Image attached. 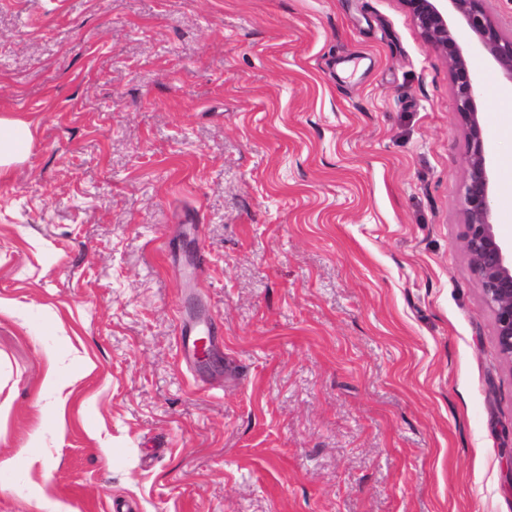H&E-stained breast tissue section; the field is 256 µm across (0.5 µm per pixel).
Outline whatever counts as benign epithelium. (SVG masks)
<instances>
[{
  "label": "benign epithelium",
  "instance_id": "benign-epithelium-1",
  "mask_svg": "<svg viewBox=\"0 0 512 512\" xmlns=\"http://www.w3.org/2000/svg\"><path fill=\"white\" fill-rule=\"evenodd\" d=\"M423 37L448 60L455 97V116L465 130L467 169L462 196L466 249L485 304L493 311L497 341L512 360V243L495 232L494 190L482 139L477 102L479 77L469 68L452 36L448 11L465 22L477 49L512 83V35L503 34L486 10V0H401Z\"/></svg>",
  "mask_w": 512,
  "mask_h": 512
}]
</instances>
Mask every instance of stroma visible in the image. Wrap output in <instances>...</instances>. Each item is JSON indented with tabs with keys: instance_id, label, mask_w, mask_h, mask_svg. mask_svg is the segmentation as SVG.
Listing matches in <instances>:
<instances>
[{
	"instance_id": "1",
	"label": "stroma",
	"mask_w": 512,
	"mask_h": 512,
	"mask_svg": "<svg viewBox=\"0 0 512 512\" xmlns=\"http://www.w3.org/2000/svg\"><path fill=\"white\" fill-rule=\"evenodd\" d=\"M454 112L401 0H0V512H512ZM33 141L29 124L14 119L0 118V175L27 156ZM211 329L205 324L187 323L179 326V336H181L180 354L183 362L187 365L199 363L210 349ZM206 337V344L200 343V339Z\"/></svg>"
}]
</instances>
